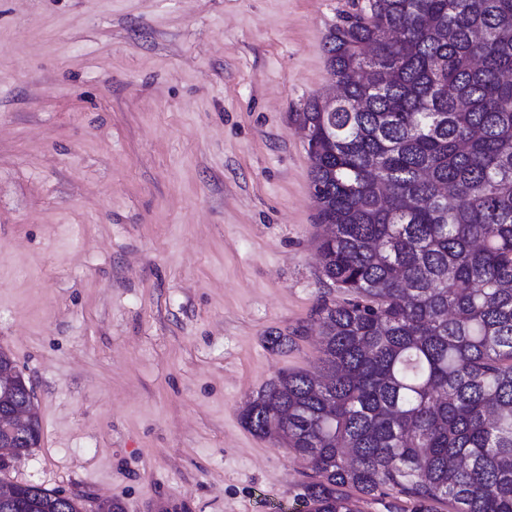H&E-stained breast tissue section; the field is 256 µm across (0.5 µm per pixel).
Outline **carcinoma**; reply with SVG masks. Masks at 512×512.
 Instances as JSON below:
<instances>
[{
    "label": "carcinoma",
    "instance_id": "obj_1",
    "mask_svg": "<svg viewBox=\"0 0 512 512\" xmlns=\"http://www.w3.org/2000/svg\"><path fill=\"white\" fill-rule=\"evenodd\" d=\"M336 110L309 127L320 267L315 370L283 371L245 427L318 479L298 512H512V0H367L325 37ZM27 404L0 388V410ZM27 452L0 447V472ZM0 512H83L14 485Z\"/></svg>",
    "mask_w": 512,
    "mask_h": 512
}]
</instances>
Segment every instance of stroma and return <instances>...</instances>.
I'll return each instance as SVG.
<instances>
[{
    "mask_svg": "<svg viewBox=\"0 0 512 512\" xmlns=\"http://www.w3.org/2000/svg\"><path fill=\"white\" fill-rule=\"evenodd\" d=\"M354 2L0 0V350L42 427L7 481L289 512L312 472L240 411L343 299L297 114Z\"/></svg>",
    "mask_w": 512,
    "mask_h": 512,
    "instance_id": "35a3bbf8",
    "label": "stroma"
}]
</instances>
